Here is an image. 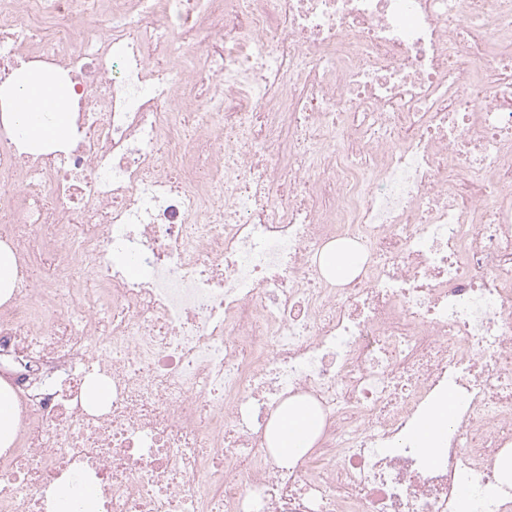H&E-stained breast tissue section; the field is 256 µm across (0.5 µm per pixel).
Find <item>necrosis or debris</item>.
Instances as JSON below:
<instances>
[{"mask_svg":"<svg viewBox=\"0 0 512 512\" xmlns=\"http://www.w3.org/2000/svg\"><path fill=\"white\" fill-rule=\"evenodd\" d=\"M33 65L73 120L0 121V512H512V0H0V87ZM320 263L323 268L329 269L336 276V279L341 280L351 274L355 257L351 253L331 248L322 254ZM15 420L13 393L6 385L0 386V451L12 444ZM455 408V399L452 392L448 391L440 403L428 414L424 425L419 427L424 417L418 423L417 429L413 432V438L421 444L424 454L435 461L441 447L440 438L443 428L448 427ZM419 427V428H418ZM437 454V455H436ZM315 425V418L306 405L288 410L277 422L275 447L280 448L287 459L304 448H311L317 437Z\"/></svg>","mask_w":512,"mask_h":512,"instance_id":"1","label":"necrosis or debris"}]
</instances>
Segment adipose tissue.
Wrapping results in <instances>:
<instances>
[{"mask_svg": "<svg viewBox=\"0 0 512 512\" xmlns=\"http://www.w3.org/2000/svg\"><path fill=\"white\" fill-rule=\"evenodd\" d=\"M50 97L49 109H42V97ZM0 116L15 124L31 142L66 139L70 130L68 94L55 74L26 69L20 71L13 86L0 89ZM455 408L453 395H445L417 428L414 439L428 458H435L441 446V431L451 421ZM316 421L307 406L288 410L277 423V448L284 456L312 447L316 441Z\"/></svg>", "mask_w": 512, "mask_h": 512, "instance_id": "adipose-tissue-1", "label": "adipose tissue"}]
</instances>
